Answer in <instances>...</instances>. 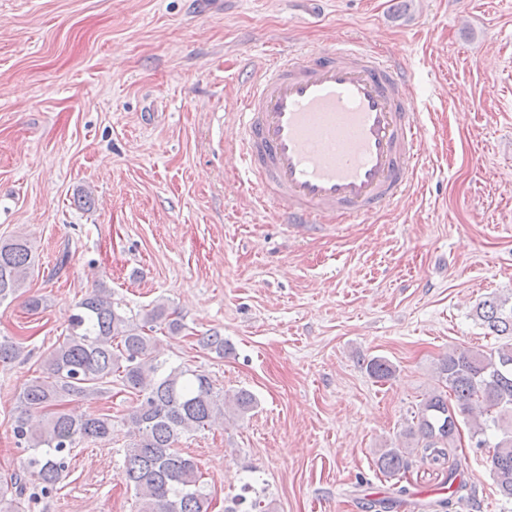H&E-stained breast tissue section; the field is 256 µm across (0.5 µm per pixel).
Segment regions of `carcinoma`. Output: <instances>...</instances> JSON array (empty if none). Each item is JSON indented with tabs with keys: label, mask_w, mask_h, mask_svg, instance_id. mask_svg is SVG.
<instances>
[{
	"label": "carcinoma",
	"mask_w": 512,
	"mask_h": 512,
	"mask_svg": "<svg viewBox=\"0 0 512 512\" xmlns=\"http://www.w3.org/2000/svg\"><path fill=\"white\" fill-rule=\"evenodd\" d=\"M32 265L28 240L0 242V303L23 294ZM77 308L73 332L50 347L43 375L31 379L17 396L13 435L27 456L22 469L0 486V512H22L23 497L33 502L51 494L75 448L109 440L112 415L76 414L67 403L96 399L112 392L114 384L135 398L127 420L133 439L124 450L120 476L133 490L138 512H211L212 497L198 461L177 445L182 437L215 425L228 408L246 415L256 406L255 396L243 389L226 394L203 370L181 364L164 369L160 336L177 335L184 324L162 302L140 317L130 316L101 287ZM476 315L492 333L509 340L490 352H448L437 367L444 389L421 400L409 437L420 446L421 461L444 466L460 436V418L471 417L470 437L478 448L493 447L496 486L512 499V301L487 299L478 304ZM197 343L219 358L228 350L217 331L198 337ZM23 352L19 339L0 336V366L15 363ZM366 371L382 382L394 368L375 356L367 360ZM492 428L499 435L491 445L486 433ZM376 465L389 476L406 473V449L380 450Z\"/></svg>",
	"instance_id": "carcinoma-1"
}]
</instances>
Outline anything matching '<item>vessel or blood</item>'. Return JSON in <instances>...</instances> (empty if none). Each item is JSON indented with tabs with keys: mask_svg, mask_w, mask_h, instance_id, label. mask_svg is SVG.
Instances as JSON below:
<instances>
[{
	"mask_svg": "<svg viewBox=\"0 0 512 512\" xmlns=\"http://www.w3.org/2000/svg\"><path fill=\"white\" fill-rule=\"evenodd\" d=\"M244 66L248 89L224 154L258 207L308 232L366 220L409 195L429 140L403 60L343 41Z\"/></svg>",
	"mask_w": 512,
	"mask_h": 512,
	"instance_id": "obj_1",
	"label": "vessel or blood"
}]
</instances>
